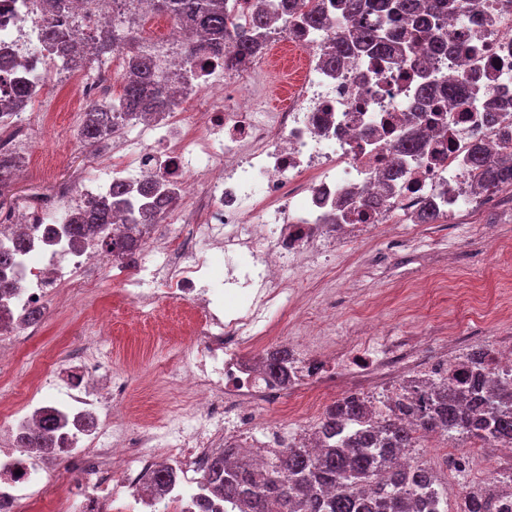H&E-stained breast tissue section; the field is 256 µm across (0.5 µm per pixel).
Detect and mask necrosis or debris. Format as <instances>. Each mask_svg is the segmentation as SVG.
<instances>
[{
	"label": "necrosis or debris",
	"instance_id": "obj_1",
	"mask_svg": "<svg viewBox=\"0 0 512 512\" xmlns=\"http://www.w3.org/2000/svg\"><path fill=\"white\" fill-rule=\"evenodd\" d=\"M118 6L132 27L151 19L150 0H72L59 21L78 29L107 20ZM46 18L45 0H0V95L18 83L32 95L25 111L0 114V126L13 128L0 137V154L30 155L42 133L34 116L52 107L49 87L66 89L82 111L109 102L127 77L92 52L81 67L58 70ZM338 32L333 22L309 29L283 7L255 53L232 64L221 54L188 60L185 47L197 36L169 22L155 54L174 98L167 119H119L111 152L93 155L87 181L59 183L16 215L14 230L29 246L7 272L15 288L0 304L16 322L0 336V353L37 360L36 348L21 346L35 334L25 315L64 304L72 291L95 316L69 370L41 369L20 397L0 389V512H199L202 476L226 446L255 449L265 460L306 443L319 405L332 399L329 373L340 374L344 396L377 407L434 381L460 386L461 360L421 340L383 335L370 322L359 335H331V314L322 301L306 304L303 284L330 280L319 258L337 244L365 248L378 230L407 221L408 250L430 232L420 214L434 211L452 224L498 198L481 191L471 155L493 145L512 150V0H460L413 50L331 68L325 59ZM441 36L453 50L431 52ZM283 45L300 53L303 74L287 107L267 112L240 85L272 71ZM418 56L425 59L419 66ZM450 84L464 93L443 111L420 95L425 86L442 95ZM491 101L494 125L486 121ZM148 182L177 202L162 211L159 236L113 263L112 285L114 299L144 319L161 310L182 316L161 379L188 402L190 421L162 407L161 430L126 400L124 377L100 352L111 326L99 279L105 253L95 243L71 247L64 232L74 210L106 199L113 184L135 195ZM215 247L224 253L220 272ZM299 313L309 328L288 391L243 351L279 343V326ZM47 412L59 421L55 442L76 482L62 483L23 440ZM300 417L306 427L286 433L278 426ZM165 465L175 472L170 492L144 501L148 475Z\"/></svg>",
	"mask_w": 512,
	"mask_h": 512
}]
</instances>
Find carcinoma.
<instances>
[{"label":"carcinoma","instance_id":"carcinoma-1","mask_svg":"<svg viewBox=\"0 0 512 512\" xmlns=\"http://www.w3.org/2000/svg\"><path fill=\"white\" fill-rule=\"evenodd\" d=\"M49 22L46 37L58 46V66L63 70L78 64L85 51L84 37L57 27L60 0H47ZM278 0H253L247 13L237 0H154V9L178 21L181 26L200 30L204 39L189 45L191 59L205 53H224L233 61L252 55L256 32L264 29ZM337 17L344 34L327 53L329 66H340L347 57L365 55L385 59L410 44L408 32L395 40L387 31L393 16L437 18L448 10V0H337ZM303 21L319 29L325 26L324 7H307ZM100 55L109 59L132 40L124 14L112 13L93 34ZM125 68L134 75L107 106H92L86 112L78 135L86 147L109 139L112 113L144 115L161 112L171 104L149 54L133 52L124 58ZM483 189L512 183V151L502 150L490 157L480 152L471 160ZM141 192L152 203L141 207L143 223L124 224L104 243V252L114 255L132 251L138 244L133 235L142 234L154 223L155 215L167 206V199L154 197L153 185ZM126 192L112 190V196L98 206L76 214L70 234L83 238L94 229L112 223V213L132 212ZM288 350L269 353L264 368L271 374L288 376ZM412 413L416 420L405 424L396 411ZM56 423L47 417L37 430L25 437L28 447L45 448L54 441ZM323 448H285L260 471L239 458L235 448L212 458L202 486L213 497L231 505L230 512H416L425 499L435 512H448V487L439 474L428 468H402V448H417L436 430L456 429L465 436L457 443L479 444L483 448H512V382L487 385L476 377L463 390L443 388L435 383L411 404L398 409L376 411L355 399H341L330 406L321 422ZM505 492L491 487L481 494H464L457 512H503L500 498Z\"/></svg>","mask_w":512,"mask_h":512}]
</instances>
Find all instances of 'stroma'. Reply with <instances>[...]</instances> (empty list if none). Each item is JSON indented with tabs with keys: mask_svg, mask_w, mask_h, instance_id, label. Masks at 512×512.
I'll return each instance as SVG.
<instances>
[{
	"mask_svg": "<svg viewBox=\"0 0 512 512\" xmlns=\"http://www.w3.org/2000/svg\"><path fill=\"white\" fill-rule=\"evenodd\" d=\"M57 107L46 119L43 138L35 144V160L28 175L11 184L5 214H16L53 191L61 181L81 184L90 175L91 148L77 145L81 116L74 112L65 91H58ZM512 238V209L491 206L464 223L447 225L442 239L418 253L389 252L383 245L360 251L357 268L364 271L361 286L352 294L336 296L335 329L346 336L360 330L369 316L395 336H423L438 343L451 332L476 335L488 330L512 341V266L496 258L499 236ZM90 311L71 301L68 313L50 307L40 318L39 346L51 364H65L86 341ZM143 325L136 312L114 303L112 362L128 379L135 406L150 414L157 390L144 383L164 356L161 343L140 337Z\"/></svg>",
	"mask_w": 512,
	"mask_h": 512,
	"instance_id": "obj_1",
	"label": "stroma"
}]
</instances>
